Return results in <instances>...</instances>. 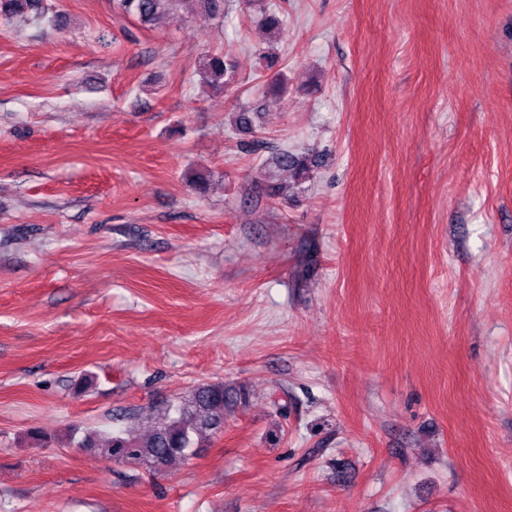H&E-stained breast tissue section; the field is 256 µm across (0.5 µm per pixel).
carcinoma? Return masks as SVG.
Returning <instances> with one entry per match:
<instances>
[{"instance_id":"carcinoma-1","label":"carcinoma","mask_w":512,"mask_h":512,"mask_svg":"<svg viewBox=\"0 0 512 512\" xmlns=\"http://www.w3.org/2000/svg\"><path fill=\"white\" fill-rule=\"evenodd\" d=\"M184 0H113V7L143 24L155 22ZM56 22V15L45 0H0V19L13 21ZM200 83L214 90H223L234 81V65L222 51H206L199 67ZM276 163L307 174L306 158L282 152ZM250 393L242 385L201 383L186 398L167 407L159 419L142 433L130 429L114 430L103 436L97 431L85 432L78 445L91 448L115 463L143 464L152 470L166 471L197 455L199 448L224 428V413L249 402Z\"/></svg>"}]
</instances>
